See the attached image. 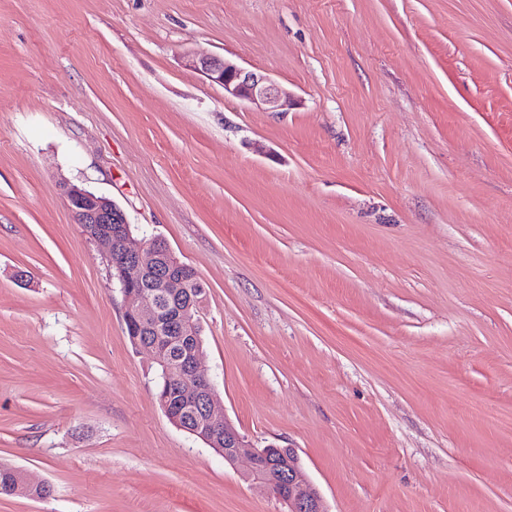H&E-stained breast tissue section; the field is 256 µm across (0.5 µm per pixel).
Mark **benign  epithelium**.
I'll list each match as a JSON object with an SVG mask.
<instances>
[{
  "instance_id": "obj_1",
  "label": "benign epithelium",
  "mask_w": 512,
  "mask_h": 512,
  "mask_svg": "<svg viewBox=\"0 0 512 512\" xmlns=\"http://www.w3.org/2000/svg\"><path fill=\"white\" fill-rule=\"evenodd\" d=\"M189 66L224 89V97L264 112H287L299 100L269 77L216 55L192 58ZM61 191L74 223L90 242L104 248V261L125 296V318L134 346L153 355L164 370L178 373V406L161 399V408L178 429L203 441L230 465L246 455L250 469L245 479L276 498L284 512H327L319 490L307 478L300 457L292 448L252 445L224 415L215 386L201 372V301L193 288L196 270L181 261L160 238L138 240L125 212L112 200L68 182ZM185 345L180 364L166 360L171 337Z\"/></svg>"
}]
</instances>
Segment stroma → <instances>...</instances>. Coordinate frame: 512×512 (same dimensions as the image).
Returning <instances> with one entry per match:
<instances>
[{"label":"stroma","instance_id":"35a3bbf8","mask_svg":"<svg viewBox=\"0 0 512 512\" xmlns=\"http://www.w3.org/2000/svg\"><path fill=\"white\" fill-rule=\"evenodd\" d=\"M64 181L197 271L225 416L328 512H512V0H0V462L51 488L0 512H281L164 415ZM189 66L224 89V97L264 112H288L299 100L269 77L216 55L193 57Z\"/></svg>","mask_w":512,"mask_h":512}]
</instances>
